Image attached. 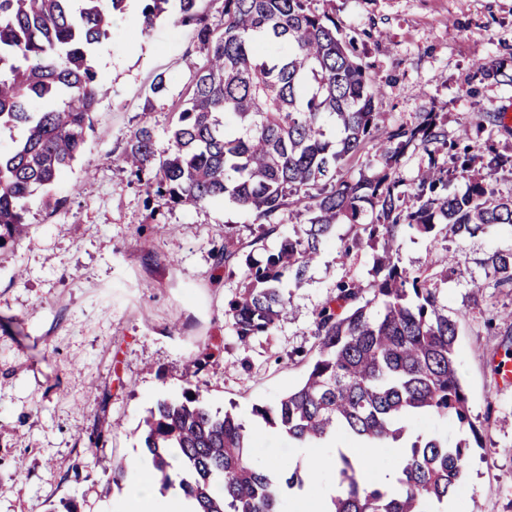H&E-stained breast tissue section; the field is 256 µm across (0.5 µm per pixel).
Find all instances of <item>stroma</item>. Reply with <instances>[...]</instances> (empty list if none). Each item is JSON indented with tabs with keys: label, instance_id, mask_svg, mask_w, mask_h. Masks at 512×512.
I'll list each match as a JSON object with an SVG mask.
<instances>
[{
	"label": "stroma",
	"instance_id": "obj_1",
	"mask_svg": "<svg viewBox=\"0 0 512 512\" xmlns=\"http://www.w3.org/2000/svg\"><path fill=\"white\" fill-rule=\"evenodd\" d=\"M317 13L353 38L373 82L384 84L380 127L438 112L448 136L467 131L476 172L502 195L512 177L490 173L489 149L512 154V128L490 125L512 106V0H312ZM140 0H129L93 65L109 93L71 171L29 200L30 237L0 251V512H110L124 486L104 466L142 456L140 423L160 399L198 394L212 411L233 410L252 432L254 460L295 467L298 450L253 415L303 382L316 353L315 310L341 276L369 284L373 252L339 258L350 225L336 228L300 286L292 320L242 346L224 324L240 279L218 274L212 252L225 228L257 234L254 215L219 201L196 210L150 212L146 196L113 162L142 115L157 74L168 92L151 121L164 135L194 71L204 63L193 26L165 18L149 32ZM64 199L58 209L47 197ZM154 243L153 255L140 249ZM512 245V228L468 238L442 287L458 324L456 354L473 427L424 414L413 435L471 439L455 512H512V383L495 368L512 347V290L487 287V258ZM22 277H15V270Z\"/></svg>",
	"mask_w": 512,
	"mask_h": 512
}]
</instances>
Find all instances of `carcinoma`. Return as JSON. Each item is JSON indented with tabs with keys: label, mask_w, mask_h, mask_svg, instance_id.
<instances>
[{
	"label": "carcinoma",
	"mask_w": 512,
	"mask_h": 512,
	"mask_svg": "<svg viewBox=\"0 0 512 512\" xmlns=\"http://www.w3.org/2000/svg\"><path fill=\"white\" fill-rule=\"evenodd\" d=\"M128 0H0V130L19 131L0 152V248L27 237V200L51 187L83 154L93 116L107 92L91 63L94 47L109 37ZM144 32L175 12L194 26L207 61L196 68L188 95L176 106L165 146L148 120L167 91L164 75L145 92L142 117L116 161L148 198L168 207H203L229 200L255 215L259 234L244 244L230 231L214 250L218 271L240 277L224 307L225 324L249 343L270 333L291 313L284 284L302 283L321 247L345 221L357 227L343 243L349 258L364 246L374 256L371 297L354 279L336 281L316 313L317 357L300 386L253 415L301 444L346 432L373 445H405L400 492L366 485L350 454L338 450L340 494L330 512H439L462 476L466 443L441 434L408 439L411 419L433 414L472 425L460 383L454 343L440 285V265L412 274L400 267L399 239L407 230L448 248L495 226L512 227V194L499 195L471 177L476 156L448 139L445 122L426 112L414 124L379 131L377 106L385 86L371 82L351 41L313 12L310 0H224L210 21L199 0H141ZM373 152L380 167L345 175ZM448 153L439 162L437 154ZM423 152L427 169L408 182L403 159ZM490 170L512 175V155L495 154ZM455 179L465 192L450 193ZM306 222L281 234L288 208ZM274 251L254 252L271 236ZM488 288L512 289V246L489 258ZM143 451L166 489L180 478L199 512H288L289 494L306 471H269L248 462L245 424L212 411L198 397L160 399L143 418ZM224 485V495L214 489Z\"/></svg>",
	"instance_id": "cac0c4a2"
}]
</instances>
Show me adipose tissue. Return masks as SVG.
Listing matches in <instances>:
<instances>
[{
	"label": "adipose tissue",
	"instance_id": "adipose-tissue-1",
	"mask_svg": "<svg viewBox=\"0 0 512 512\" xmlns=\"http://www.w3.org/2000/svg\"><path fill=\"white\" fill-rule=\"evenodd\" d=\"M307 463L316 477L307 481L299 491L298 503H317L335 494V486L324 480L325 475L333 473L335 469L333 453L318 451L309 454ZM128 484L127 495L113 505V512H192L188 501L181 495L156 496L157 484L149 460L137 458L129 462Z\"/></svg>",
	"mask_w": 512,
	"mask_h": 512
}]
</instances>
